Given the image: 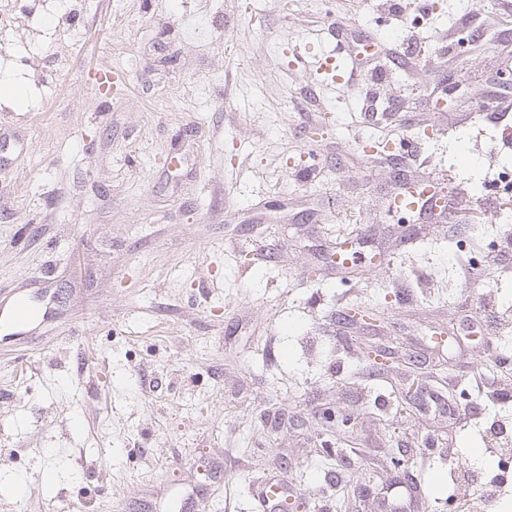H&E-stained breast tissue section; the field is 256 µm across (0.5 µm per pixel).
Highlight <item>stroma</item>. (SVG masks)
Returning <instances> with one entry per match:
<instances>
[{"mask_svg":"<svg viewBox=\"0 0 512 512\" xmlns=\"http://www.w3.org/2000/svg\"><path fill=\"white\" fill-rule=\"evenodd\" d=\"M0 512H454L512 424L505 0H0ZM68 22L74 41L55 28ZM370 39L364 55L360 39ZM341 51L351 82L294 57ZM114 83L103 90L100 73ZM412 149L397 147L400 138ZM431 186L443 215L393 211ZM345 252V266L336 255ZM473 259L475 276L461 264ZM377 314L349 322L350 309ZM391 354L376 364L371 348ZM446 388L477 419L419 414Z\"/></svg>","mask_w":512,"mask_h":512,"instance_id":"stroma-1","label":"stroma"}]
</instances>
